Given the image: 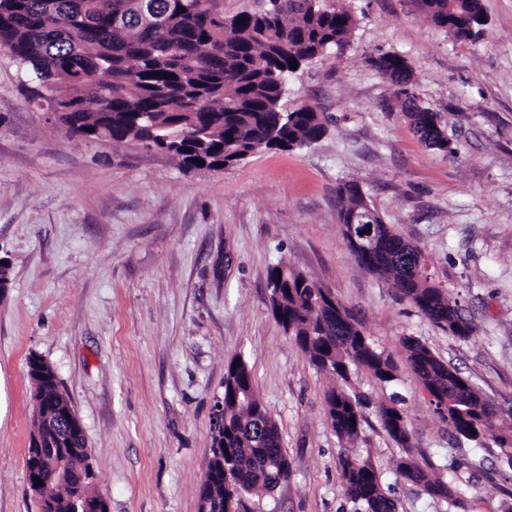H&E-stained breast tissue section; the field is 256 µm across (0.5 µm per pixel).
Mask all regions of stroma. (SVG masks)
I'll return each mask as SVG.
<instances>
[{
  "label": "stroma",
  "instance_id": "1",
  "mask_svg": "<svg viewBox=\"0 0 512 512\" xmlns=\"http://www.w3.org/2000/svg\"><path fill=\"white\" fill-rule=\"evenodd\" d=\"M485 24L456 41L414 0H354L350 49L288 81L289 104L323 114L311 148L185 169L136 144L89 143L48 124L0 50V512H40L25 460L33 431L27 361L50 362L81 421L90 487L110 512H199L224 366L245 360L278 426L290 477L265 512H350L342 446L316 371L269 310L280 262L345 304L397 368L418 456L458 466L448 510L397 480L399 450L376 419L356 445L397 512H512V469L493 437L459 443L401 345L410 335L512 410V0H482ZM403 54L413 91L439 112L451 153L421 143L396 88L371 66ZM358 183L385 223L421 246L434 282L474 332L460 340L362 270L336 221V185Z\"/></svg>",
  "mask_w": 512,
  "mask_h": 512
}]
</instances>
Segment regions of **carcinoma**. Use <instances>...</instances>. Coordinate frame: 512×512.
<instances>
[{"mask_svg": "<svg viewBox=\"0 0 512 512\" xmlns=\"http://www.w3.org/2000/svg\"><path fill=\"white\" fill-rule=\"evenodd\" d=\"M437 27L469 40L483 19L481 0H414ZM357 17L352 0H261L254 9L224 15V0H0V50L34 83L30 102L57 113L72 136L109 137L164 150L185 168L221 169L259 149L308 148L326 134L322 115L301 103L284 106L288 78L298 67L339 57L350 47ZM402 98L404 116L429 149L448 151L445 131L431 108L417 103L412 72L398 53L372 60ZM340 226L357 215L376 225L384 240L372 257L357 255L363 270L387 279L436 327L458 339L473 327L459 305L436 285L421 247L384 222L369 197L351 180L336 185ZM270 312L311 365L334 385L325 411L341 442L357 439L369 401L353 390L351 375L368 371L387 388L398 380L390 357L377 350L360 323L333 321L323 289L308 275L276 265L268 272ZM407 360L429 403L460 440L481 444L495 432L500 461L512 469V418L499 415L474 383L445 367L414 336L402 338ZM32 377L35 409L67 407L68 396L52 388L54 367L42 360ZM375 416L400 450L395 472L450 506L461 489L457 468L444 479L421 462L408 416L395 394L379 402ZM225 429L234 433L224 449L228 470L211 495L254 512L273 479L289 478L288 457L276 423L256 395L247 363L235 358L224 372ZM337 470L352 512H396L373 463L343 449ZM42 512H70V489L58 482L30 485Z\"/></svg>", "mask_w": 512, "mask_h": 512, "instance_id": "1", "label": "carcinoma"}]
</instances>
